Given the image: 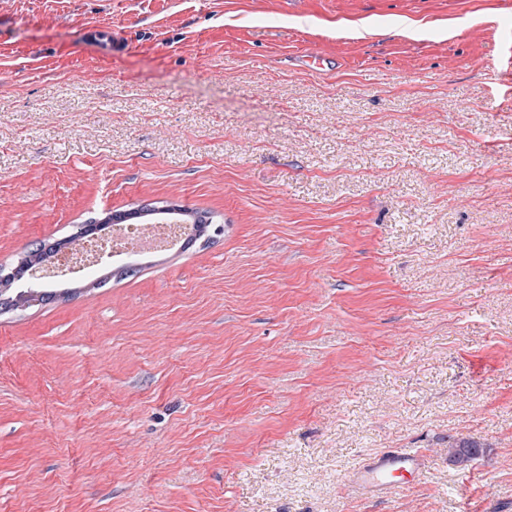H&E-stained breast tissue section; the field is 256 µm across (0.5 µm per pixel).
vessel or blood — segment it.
Listing matches in <instances>:
<instances>
[{
    "label": "vessel or blood",
    "instance_id": "b4317fda",
    "mask_svg": "<svg viewBox=\"0 0 512 512\" xmlns=\"http://www.w3.org/2000/svg\"><path fill=\"white\" fill-rule=\"evenodd\" d=\"M426 468L424 454L404 448H390L357 462L349 471L347 481L364 494L383 498L399 482H412Z\"/></svg>",
    "mask_w": 512,
    "mask_h": 512
}]
</instances>
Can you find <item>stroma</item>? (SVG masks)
I'll use <instances>...</instances> for the list:
<instances>
[{
  "mask_svg": "<svg viewBox=\"0 0 512 512\" xmlns=\"http://www.w3.org/2000/svg\"><path fill=\"white\" fill-rule=\"evenodd\" d=\"M163 202L0 313V512H512V0H0V265ZM114 225V224H113ZM112 213H106L97 225L101 235L109 229L112 235V248L116 250H144L167 249L173 246L180 248L193 231L189 224H180L179 221H162L155 224H118L120 228L113 231ZM129 228L135 230L130 231ZM480 448H483L481 443L473 438L453 439L448 445V461L460 469H465L481 455ZM426 468V456L418 451L390 448L357 462L347 482L371 498H384L397 482H412Z\"/></svg>",
  "mask_w": 512,
  "mask_h": 512,
  "instance_id": "stroma-1",
  "label": "stroma"
}]
</instances>
